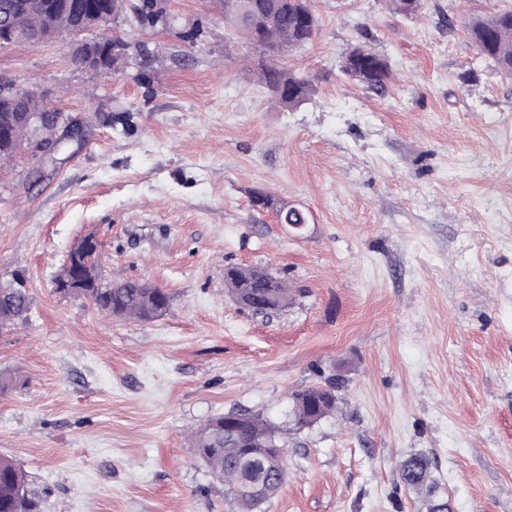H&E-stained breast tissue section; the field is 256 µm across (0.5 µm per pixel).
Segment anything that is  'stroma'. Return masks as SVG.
I'll return each mask as SVG.
<instances>
[{
	"instance_id": "35a3bbf8",
	"label": "stroma",
	"mask_w": 512,
	"mask_h": 512,
	"mask_svg": "<svg viewBox=\"0 0 512 512\" xmlns=\"http://www.w3.org/2000/svg\"><path fill=\"white\" fill-rule=\"evenodd\" d=\"M320 33L282 66L316 76L273 107L211 0H168L182 26L155 46L156 94L70 65L73 40L0 47L85 129L56 166L21 147L0 164V282L26 320L0 332V455L41 512H232L191 443L242 407L279 423L291 392L340 374L336 411L288 433V480L266 512H427L399 480L436 463L450 512H512V75L466 26L512 0H312ZM370 36L393 76L376 93L339 62ZM129 110L116 135L96 112ZM306 212L301 232L254 191ZM104 277L164 288L150 321L108 317L55 278L83 238ZM228 266L284 277L272 319L235 304Z\"/></svg>"
}]
</instances>
